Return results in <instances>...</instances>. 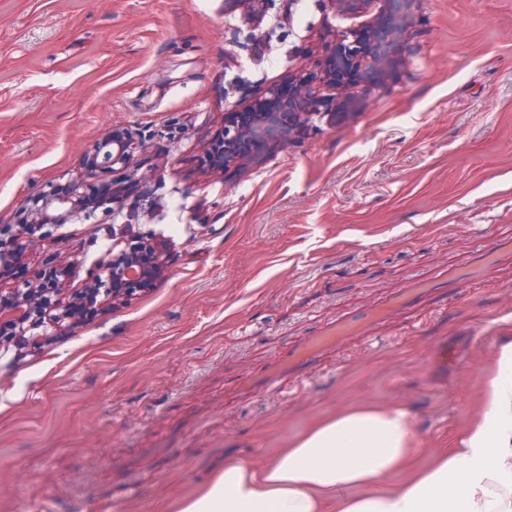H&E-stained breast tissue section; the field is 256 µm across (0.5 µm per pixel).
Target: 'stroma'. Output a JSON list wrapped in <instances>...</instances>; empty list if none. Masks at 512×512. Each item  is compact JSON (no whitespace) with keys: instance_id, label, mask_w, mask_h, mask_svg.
<instances>
[{"instance_id":"1","label":"stroma","mask_w":512,"mask_h":512,"mask_svg":"<svg viewBox=\"0 0 512 512\" xmlns=\"http://www.w3.org/2000/svg\"><path fill=\"white\" fill-rule=\"evenodd\" d=\"M382 10L0 0V224L80 179L83 152L125 127L146 137L125 208L65 225L56 245L87 268L107 227L129 224L176 253L153 291L26 363L0 358V512H164L339 407L405 406L428 451L447 447L512 316V258L340 340L276 391L250 386L336 318L512 243V0H412L392 69L354 115L313 116L222 177L199 162L226 118Z\"/></svg>"}]
</instances>
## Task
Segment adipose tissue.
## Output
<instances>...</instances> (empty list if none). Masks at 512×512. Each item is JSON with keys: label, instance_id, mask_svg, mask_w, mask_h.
Listing matches in <instances>:
<instances>
[{"label": "adipose tissue", "instance_id": "adipose-tissue-1", "mask_svg": "<svg viewBox=\"0 0 512 512\" xmlns=\"http://www.w3.org/2000/svg\"><path fill=\"white\" fill-rule=\"evenodd\" d=\"M185 512H512V325L453 447L425 454L400 406L341 411L265 464L225 463Z\"/></svg>", "mask_w": 512, "mask_h": 512}]
</instances>
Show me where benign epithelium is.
Listing matches in <instances>:
<instances>
[{
    "label": "benign epithelium",
    "instance_id": "obj_1",
    "mask_svg": "<svg viewBox=\"0 0 512 512\" xmlns=\"http://www.w3.org/2000/svg\"><path fill=\"white\" fill-rule=\"evenodd\" d=\"M382 2L385 15L372 27L343 37L320 71L292 83L288 97L271 87L237 123L222 130L224 146L213 162L214 172L256 162L274 146L296 138L312 115L336 110V100L321 94L323 87H341V107L350 109L360 103L367 84L386 77L393 65V46L408 23L411 0ZM141 147L143 141L133 131L108 130L83 153L82 182L26 203L17 223L0 225V271L24 264L34 252L42 253L37 276L23 275L12 281L15 316L37 321L42 310L50 309L52 313L42 324L44 334L68 338L85 326V297H100L101 315L151 291L167 277L173 261L168 240L135 233L129 224L112 231V248L92 263L78 284L75 262L62 251L44 249L53 229L88 217L103 206L123 208L130 187L102 183L99 177L117 165L130 167L135 150Z\"/></svg>",
    "mask_w": 512,
    "mask_h": 512
}]
</instances>
